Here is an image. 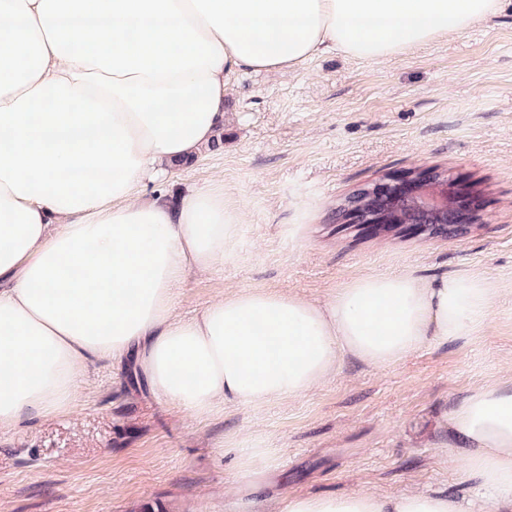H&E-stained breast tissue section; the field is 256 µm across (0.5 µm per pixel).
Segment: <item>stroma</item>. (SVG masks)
<instances>
[{
  "label": "stroma",
  "instance_id": "obj_1",
  "mask_svg": "<svg viewBox=\"0 0 512 512\" xmlns=\"http://www.w3.org/2000/svg\"><path fill=\"white\" fill-rule=\"evenodd\" d=\"M417 169L482 194L467 236L379 237L337 220L359 189ZM188 187L223 191L241 224L233 258L176 288L183 316L235 290L323 303L396 273L482 277L490 315L457 343L386 366L348 356L301 396L205 418L149 391L134 364L90 363L67 412L0 434V512H266L296 494L460 491L448 412L470 389L512 380V2L386 60L332 52L233 75L220 150L146 191ZM234 448L264 449V497L235 484Z\"/></svg>",
  "mask_w": 512,
  "mask_h": 512
}]
</instances>
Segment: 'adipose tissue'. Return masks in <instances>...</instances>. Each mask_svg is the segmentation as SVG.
<instances>
[{"label":"adipose tissue","instance_id":"1","mask_svg":"<svg viewBox=\"0 0 512 512\" xmlns=\"http://www.w3.org/2000/svg\"><path fill=\"white\" fill-rule=\"evenodd\" d=\"M504 0H0V431L66 412L87 362L131 358L205 417L324 381L350 354L397 363L482 322L481 278L368 276L323 304L266 289L183 318L174 290L234 255L223 194L149 197L224 126L226 79L339 51L383 60L461 33ZM449 425L466 488L289 497L283 512H512V381Z\"/></svg>","mask_w":512,"mask_h":512}]
</instances>
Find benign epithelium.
Masks as SVG:
<instances>
[{
  "instance_id": "7a95c632",
  "label": "benign epithelium",
  "mask_w": 512,
  "mask_h": 512,
  "mask_svg": "<svg viewBox=\"0 0 512 512\" xmlns=\"http://www.w3.org/2000/svg\"><path fill=\"white\" fill-rule=\"evenodd\" d=\"M481 210L478 193L426 169L393 176L363 189L361 196L345 203L341 217L373 229L395 224L423 232L433 226L474 224Z\"/></svg>"
}]
</instances>
